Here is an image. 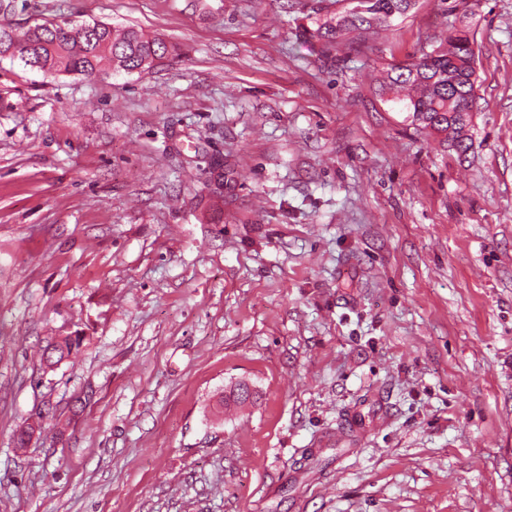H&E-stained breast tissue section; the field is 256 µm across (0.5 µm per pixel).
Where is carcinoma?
<instances>
[{
    "label": "carcinoma",
    "instance_id": "1",
    "mask_svg": "<svg viewBox=\"0 0 512 512\" xmlns=\"http://www.w3.org/2000/svg\"><path fill=\"white\" fill-rule=\"evenodd\" d=\"M362 12L345 8L315 12L305 41L334 49L369 32L388 29L405 16L412 0H357ZM169 54L167 43L131 27L105 23L62 26L45 22L21 34L0 24V62H18L45 74H76L86 78L111 73H132L151 67ZM475 40L467 29L455 30L431 48L423 47L406 61L384 67L378 95L406 113L405 121L444 138L458 157L471 146V112L475 98ZM77 340L64 336L48 343L41 366L53 368L67 358Z\"/></svg>",
    "mask_w": 512,
    "mask_h": 512
}]
</instances>
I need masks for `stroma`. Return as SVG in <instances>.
<instances>
[{"label":"stroma","mask_w":512,"mask_h":512,"mask_svg":"<svg viewBox=\"0 0 512 512\" xmlns=\"http://www.w3.org/2000/svg\"><path fill=\"white\" fill-rule=\"evenodd\" d=\"M321 8L0 12L174 47L103 78L0 63V512H512V0H416L328 53ZM464 28L462 161L376 79ZM55 336L80 343L46 371Z\"/></svg>","instance_id":"35a3bbf8"}]
</instances>
